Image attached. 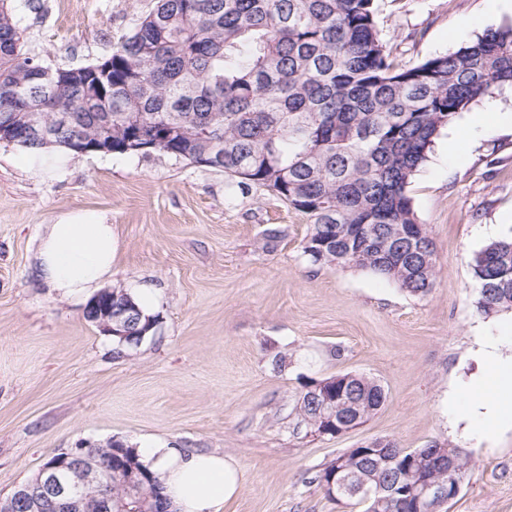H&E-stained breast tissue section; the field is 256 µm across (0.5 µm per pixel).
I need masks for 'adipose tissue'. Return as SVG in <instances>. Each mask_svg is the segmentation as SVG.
<instances>
[{
	"label": "adipose tissue",
	"mask_w": 512,
	"mask_h": 512,
	"mask_svg": "<svg viewBox=\"0 0 512 512\" xmlns=\"http://www.w3.org/2000/svg\"><path fill=\"white\" fill-rule=\"evenodd\" d=\"M37 276L59 299L86 302L112 277V227L89 213L69 214L45 225L37 245ZM484 372L452 395L456 416L480 417L487 434L512 419V358L502 357L489 336L475 339ZM142 461L155 471L177 512H223L240 487L242 471L217 452L187 451L170 445L140 448Z\"/></svg>",
	"instance_id": "1"
}]
</instances>
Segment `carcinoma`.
Segmentation results:
<instances>
[{
    "label": "carcinoma",
    "instance_id": "cac0c4a2",
    "mask_svg": "<svg viewBox=\"0 0 512 512\" xmlns=\"http://www.w3.org/2000/svg\"><path fill=\"white\" fill-rule=\"evenodd\" d=\"M375 0H155L134 29L96 62L51 68L25 47L10 0H0V113L19 112L12 144L70 152L72 129L48 139L28 133L27 118L73 129L92 144L107 136L113 155L159 151L224 172L227 188H262L309 219L303 253L314 265L356 268L411 296L431 293L435 251L408 187L441 135L475 102L512 89V25L481 35L452 53L399 66L376 20ZM476 312L512 311V235L488 243L470 261ZM133 304L138 328L146 314L132 293L112 287V308ZM363 400V425L385 403L384 389L360 374L334 375L307 386L298 417L318 431L322 408L336 393ZM388 455L348 448L312 481L322 486L344 459L350 481L369 478L372 493L353 497L363 512H405L400 498L423 477L434 454L455 461L442 475L455 498L471 477L469 459L433 441L407 450L374 438ZM83 453L112 467V487L87 491L81 512L101 497L124 500L126 512L170 509L158 475L136 449L87 444ZM144 480L128 495L118 470Z\"/></svg>",
    "mask_w": 512,
    "mask_h": 512
}]
</instances>
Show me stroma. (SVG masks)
<instances>
[{
  "label": "stroma",
  "mask_w": 512,
  "mask_h": 512,
  "mask_svg": "<svg viewBox=\"0 0 512 512\" xmlns=\"http://www.w3.org/2000/svg\"><path fill=\"white\" fill-rule=\"evenodd\" d=\"M19 11L43 65L111 53L154 0H39ZM386 49L410 64L512 24L492 0H379ZM461 113L436 141L409 193L434 242L432 292L412 297L355 268L302 252L309 220L270 192L226 193L223 172L162 152L86 154L37 174L0 142V493L56 453L117 439L220 451L243 472L224 512H362L312 478L337 454L383 437L406 449L460 448L473 472L448 512H512V428L486 438L452 426L448 394L479 371L478 336L512 311L473 307L472 255L512 234V127L478 135ZM82 211L113 230V284L157 291L154 338L124 357L36 275L45 225ZM281 232L275 250L267 229ZM347 372L382 386L384 405L340 436L310 437L296 405L306 384Z\"/></svg>",
  "instance_id": "35a3bbf8"
}]
</instances>
